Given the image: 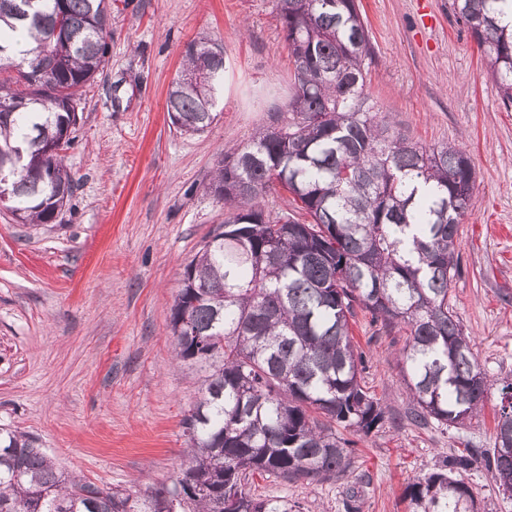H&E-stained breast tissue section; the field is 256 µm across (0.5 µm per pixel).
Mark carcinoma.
<instances>
[{
    "mask_svg": "<svg viewBox=\"0 0 512 512\" xmlns=\"http://www.w3.org/2000/svg\"><path fill=\"white\" fill-rule=\"evenodd\" d=\"M501 2L451 0L450 9L511 106ZM277 11L294 63L288 121L219 162L211 189L230 214L186 264L171 308L177 357L205 371L183 419L190 448L177 483L133 497L62 471L31 436L0 427V512H293L244 482L338 477L352 461L333 425L367 435L385 419L350 337L358 308L406 331L415 418L460 425L495 389L448 303L471 159L412 142L371 112L358 0H278ZM109 17L107 0H0V72H15L0 81V204L20 224L55 223L74 194L62 151L103 68ZM223 88V48L189 43L167 94L171 124L204 131ZM280 190L291 209H264ZM500 394L494 447L465 448L408 483L409 512H473L464 474L482 463L500 481L512 469L498 454L512 446V382Z\"/></svg>",
    "mask_w": 512,
    "mask_h": 512,
    "instance_id": "1",
    "label": "carcinoma"
}]
</instances>
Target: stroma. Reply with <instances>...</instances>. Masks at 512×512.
I'll return each mask as SVG.
<instances>
[{
  "instance_id": "35a3bbf8",
  "label": "stroma",
  "mask_w": 512,
  "mask_h": 512,
  "mask_svg": "<svg viewBox=\"0 0 512 512\" xmlns=\"http://www.w3.org/2000/svg\"><path fill=\"white\" fill-rule=\"evenodd\" d=\"M109 51L79 106L65 164L76 181L55 223L33 228L0 207V426L36 437L66 470L138 492L172 487L183 418L202 373L176 357L169 319L184 267L226 217L211 190L222 153L269 125L294 92L277 0H110ZM373 59V111L420 144L470 157L476 181L456 235L449 303L481 369L512 382V108L450 0H359ZM224 49L217 120L183 134L166 111L188 43ZM363 382L382 427L348 433L352 466L324 481L257 480L254 494L298 512H407L409 482L445 457L495 441L484 412L446 427L414 420L400 354L405 332L358 311ZM479 512H512L485 466L467 474Z\"/></svg>"
}]
</instances>
